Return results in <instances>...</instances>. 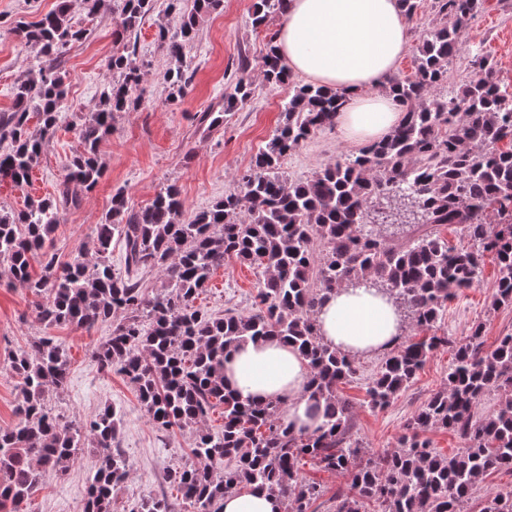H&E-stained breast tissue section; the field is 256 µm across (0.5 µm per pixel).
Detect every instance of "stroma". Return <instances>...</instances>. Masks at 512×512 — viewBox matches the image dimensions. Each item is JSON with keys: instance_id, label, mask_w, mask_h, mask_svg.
Segmentation results:
<instances>
[{"instance_id": "35a3bbf8", "label": "stroma", "mask_w": 512, "mask_h": 512, "mask_svg": "<svg viewBox=\"0 0 512 512\" xmlns=\"http://www.w3.org/2000/svg\"><path fill=\"white\" fill-rule=\"evenodd\" d=\"M57 0H0V112L11 110L13 86L30 68L35 49L22 46L11 34L16 21H33L52 10ZM253 0H223L222 8L205 17L193 43L195 75L181 102L168 104L169 90L162 80L168 68L166 57L155 48L159 26L175 28L176 15L167 13L165 0H158L138 35L137 57L144 60L148 103L138 111L115 113L112 129L101 141L99 157L104 175L93 190L76 187L78 207L59 214L52 235L60 260L74 255L92 254L95 229L110 208L116 192H124L130 205L147 206L168 185H176L187 211H195L223 197L237 186V178L249 167L282 120V104L292 92L291 84L268 86L259 66L265 51L262 31L250 24ZM113 0H104L98 14L87 15L81 0H72L75 21L88 31V37L73 44L64 59L67 106L55 133L47 140L39 165L29 185L18 188L0 180V208L21 210L28 198L49 197L65 173L70 157L80 148L76 127L97 101L107 84L103 67L111 55ZM483 45L496 65L498 77L512 93V0L483 11L466 26L459 51L448 67V81L441 92L458 88L470 80L473 71L468 51ZM252 62L249 77L252 97L228 116L223 126L206 132L198 126L202 112L220 110L224 85L235 72L239 55ZM358 143L344 138L339 127L317 132L297 150L286 156L282 172L291 179L312 177L338 154L354 152ZM493 258H486L483 278L476 287L452 298L435 335L460 341L475 326H482L485 349H492L498 336L512 332V308L492 309L491 296L497 279ZM259 276L237 261H228L212 274L206 292L196 305L212 314H223L231 307L242 313L256 308ZM32 295L20 285L10 283L0 268V426L15 424L19 398L17 379L10 370L9 358L26 348L30 339L43 335L35 323ZM111 324L98 325L86 333L71 326L52 328L69 348L70 373L63 391L50 392L49 404L60 405L68 421L78 424L104 408L121 417V447L129 459V476L117 495L118 512H133L141 499L161 494L168 468L191 460L196 430L166 431L155 426L142 409L134 387L121 374L100 370L89 356L90 345L105 340ZM452 351L437 350L418 373L414 382L386 408H373L367 387L383 357L375 354L358 359L356 380L344 385L342 393L354 405L355 437L374 454L397 448L405 435V425L422 403L442 389L448 378ZM99 464V454L83 448L66 471H49L43 486L18 505L19 512H80L86 486Z\"/></svg>"}]
</instances>
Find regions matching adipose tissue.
Segmentation results:
<instances>
[{"label": "adipose tissue", "mask_w": 512, "mask_h": 512, "mask_svg": "<svg viewBox=\"0 0 512 512\" xmlns=\"http://www.w3.org/2000/svg\"><path fill=\"white\" fill-rule=\"evenodd\" d=\"M292 73L347 90L337 122L344 137L368 143L387 137L402 118L386 88L408 45L399 0H290L276 39ZM322 340L354 358L389 349L402 334L394 302L365 285L330 291L318 309ZM310 370L298 352L277 337L247 342L224 360V384L244 399L279 400L282 423L293 434L322 422L310 411ZM223 512H286L274 491L230 492Z\"/></svg>", "instance_id": "1"}]
</instances>
